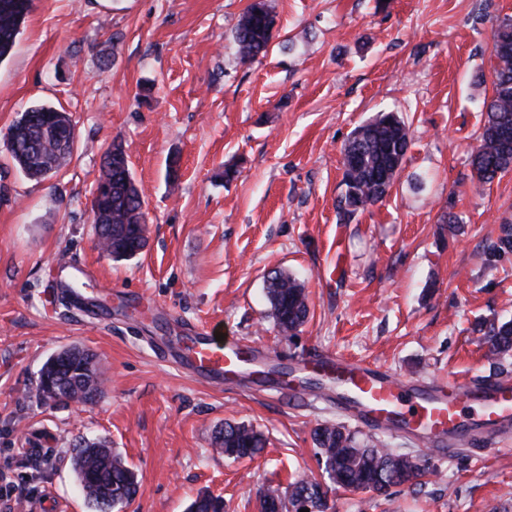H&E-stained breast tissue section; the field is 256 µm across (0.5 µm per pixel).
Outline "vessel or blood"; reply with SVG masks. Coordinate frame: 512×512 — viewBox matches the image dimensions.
Wrapping results in <instances>:
<instances>
[{
  "instance_id": "vessel-or-blood-1",
  "label": "vessel or blood",
  "mask_w": 512,
  "mask_h": 512,
  "mask_svg": "<svg viewBox=\"0 0 512 512\" xmlns=\"http://www.w3.org/2000/svg\"><path fill=\"white\" fill-rule=\"evenodd\" d=\"M254 355V349L245 346L217 351L202 329L181 337L175 348L180 364L217 384L237 374ZM306 372L334 377L337 406L363 425L405 433L441 447L477 433L491 437L512 424V382L508 380L479 385L456 381L412 384L394 379L371 363L331 355L298 358L274 380L286 386Z\"/></svg>"
}]
</instances>
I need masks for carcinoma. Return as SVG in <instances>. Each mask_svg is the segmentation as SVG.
<instances>
[{"label":"carcinoma","mask_w":512,"mask_h":512,"mask_svg":"<svg viewBox=\"0 0 512 512\" xmlns=\"http://www.w3.org/2000/svg\"><path fill=\"white\" fill-rule=\"evenodd\" d=\"M31 7L32 0H0V62L14 47ZM274 26V16L264 0L248 7L232 35V47L240 63L250 64L267 51ZM492 53V96L484 101L487 119L472 158L477 189L512 171V18L501 20L494 28ZM70 121V115L42 104L26 109L13 123L8 133L13 143L9 152L26 176L44 178L39 167L43 156L53 158L59 169L67 165L72 154L60 152L54 140L41 138L40 129L62 127ZM408 145V129L397 112H380L351 133L342 149L344 193L339 208L345 216L351 217L384 197L401 170ZM110 150L112 153H104L101 160L98 185L108 187L109 192L97 204L99 209L106 208V213L95 216V235L102 250H112V260H130L147 245V229L143 228L146 217L122 145L114 143ZM266 289L280 332L295 335L309 313L303 284L287 272L273 270L267 276ZM481 331L490 358L497 360L512 352L511 321L492 322ZM68 351L70 361L63 368H57L50 358L42 369L49 377L74 380L76 385H59L51 393L44 381L38 380L37 395L45 404L80 401L88 390L100 393L94 355L79 346H71ZM314 438L323 471L335 474L334 483L339 486L384 495L393 485L410 482L421 486L429 475L428 469L412 457L372 441L364 443L340 425H322L314 430ZM214 445L223 454L235 451L243 459H253L263 452L265 437L249 425L227 421L217 432ZM71 455L77 480L93 505L109 498L125 506L137 495L136 472L106 442L90 441L83 447L75 444ZM303 498L314 512H326L328 487L314 477L302 476L282 493L268 488L259 497V512H267L270 501L279 502L284 512H296ZM188 512H224V501L202 496L190 504Z\"/></svg>","instance_id":"1"}]
</instances>
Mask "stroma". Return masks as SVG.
Wrapping results in <instances>:
<instances>
[{
    "label": "stroma",
    "mask_w": 512,
    "mask_h": 512,
    "mask_svg": "<svg viewBox=\"0 0 512 512\" xmlns=\"http://www.w3.org/2000/svg\"><path fill=\"white\" fill-rule=\"evenodd\" d=\"M252 2L32 0L0 62V512H94L69 459L81 437L108 441L136 471L123 512H187L202 494L258 512L260 491L321 477L313 431L327 423L432 471L384 495L332 487L328 512H512V429L442 455L361 425L332 389L304 385L297 404L273 384L210 385L174 363V338L204 327L279 364L330 352L401 380L512 377V357L489 359L476 330L512 320V253L493 250L512 225V172L477 191L471 166L493 30L512 0H266L274 38L244 65L230 39ZM38 103L71 115L76 146L35 181L5 136ZM384 111L408 128L403 169L383 201L344 217L342 148ZM115 142L148 236L120 262L99 248L90 210ZM275 269L308 294L292 337L269 314ZM92 305L105 319H90ZM70 345L95 354L101 392L43 404L39 371ZM228 420L264 434L260 457L217 454ZM20 482L21 503L8 497Z\"/></svg>",
    "instance_id": "1"
}]
</instances>
